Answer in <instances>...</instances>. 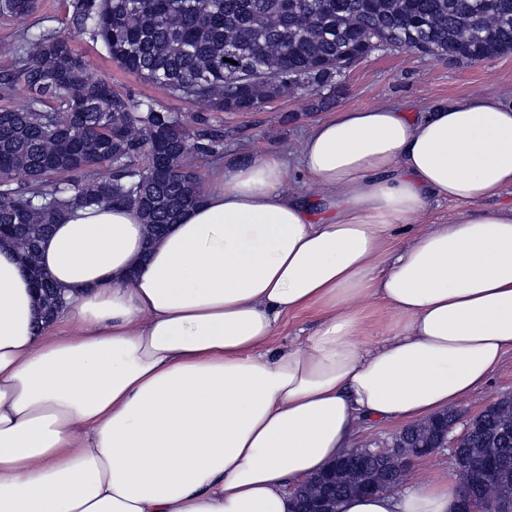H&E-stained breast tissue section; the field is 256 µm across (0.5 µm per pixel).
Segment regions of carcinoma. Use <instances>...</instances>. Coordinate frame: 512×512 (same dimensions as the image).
<instances>
[{"instance_id": "carcinoma-1", "label": "carcinoma", "mask_w": 512, "mask_h": 512, "mask_svg": "<svg viewBox=\"0 0 512 512\" xmlns=\"http://www.w3.org/2000/svg\"><path fill=\"white\" fill-rule=\"evenodd\" d=\"M70 33L101 42L123 69L162 86L204 112H253L307 88L314 111L343 90L341 62L390 49L446 55L454 62L512 52V0H64ZM37 0H0V16L26 19ZM0 87L28 96L0 108V226L31 261L37 243L75 206L120 205L145 224H173L200 198L196 160L220 152L223 134L192 131L178 114L135 102L87 76L69 38L55 31L13 46ZM295 81L286 85L283 78ZM141 155L145 165L129 160ZM107 163L111 171L81 175ZM22 174L27 183L15 184ZM54 174L69 178L53 182ZM484 414L466 443L475 466L495 450L498 479L476 488L512 499V434Z\"/></svg>"}]
</instances>
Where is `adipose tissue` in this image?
<instances>
[{
	"label": "adipose tissue",
	"instance_id": "obj_1",
	"mask_svg": "<svg viewBox=\"0 0 512 512\" xmlns=\"http://www.w3.org/2000/svg\"><path fill=\"white\" fill-rule=\"evenodd\" d=\"M298 167L318 202L284 189ZM155 241L135 212L74 207L39 247L54 322L0 243V512H290L289 486L362 422H413L512 350V102L380 104L317 121L296 159L227 167ZM469 213L401 246L431 202ZM385 305L361 341L365 301ZM319 321L274 347L282 317ZM65 323L66 335L54 333ZM447 478L339 512H457Z\"/></svg>",
	"mask_w": 512,
	"mask_h": 512
}]
</instances>
